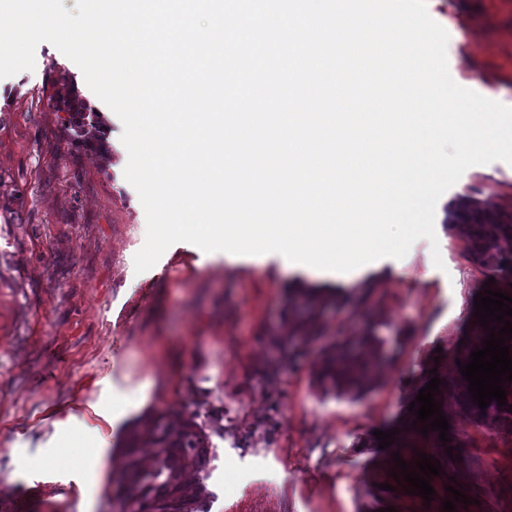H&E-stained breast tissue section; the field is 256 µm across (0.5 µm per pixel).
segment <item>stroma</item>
Wrapping results in <instances>:
<instances>
[{
  "label": "stroma",
  "instance_id": "35a3bbf8",
  "mask_svg": "<svg viewBox=\"0 0 512 512\" xmlns=\"http://www.w3.org/2000/svg\"><path fill=\"white\" fill-rule=\"evenodd\" d=\"M426 2L452 36L453 80L512 106V0ZM90 93L48 42L34 70L0 78V493L31 498V512H117L126 434L168 409L197 413L212 445L209 512H443L451 484L473 498L455 512H512V423L460 400L455 363L482 332L474 299L495 275L472 259L455 215L465 201L512 215V164L468 168L436 204L435 240L365 270L319 276L271 254L231 267L177 242L139 274L147 223L124 177L122 123L87 108ZM288 296L316 327L280 365L268 338L287 329ZM369 325L365 396L325 391L326 339L355 341ZM434 371L453 389L435 400L455 459L436 452L437 434L406 431ZM379 429L396 430L389 448ZM96 448L109 460L98 479L84 466ZM431 452L444 469L432 501L389 490L395 458Z\"/></svg>",
  "mask_w": 512,
  "mask_h": 512
}]
</instances>
